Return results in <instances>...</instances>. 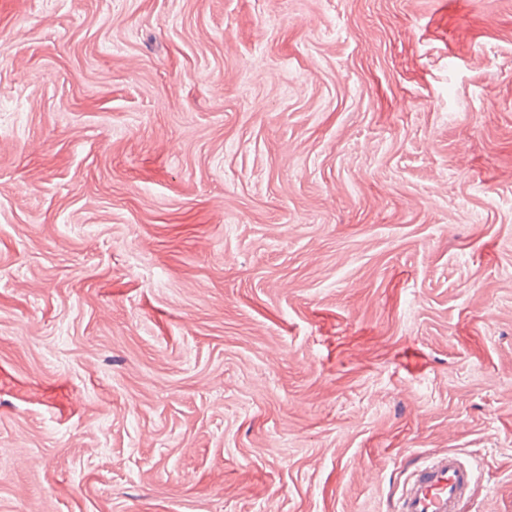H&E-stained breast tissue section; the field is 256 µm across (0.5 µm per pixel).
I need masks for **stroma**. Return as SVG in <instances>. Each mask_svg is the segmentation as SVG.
<instances>
[{
	"label": "stroma",
	"mask_w": 512,
	"mask_h": 512,
	"mask_svg": "<svg viewBox=\"0 0 512 512\" xmlns=\"http://www.w3.org/2000/svg\"><path fill=\"white\" fill-rule=\"evenodd\" d=\"M512 512V0H0V512ZM472 473L452 453L440 454L407 479L397 512H463Z\"/></svg>",
	"instance_id": "1"
}]
</instances>
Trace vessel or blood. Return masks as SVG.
<instances>
[{
  "mask_svg": "<svg viewBox=\"0 0 512 512\" xmlns=\"http://www.w3.org/2000/svg\"><path fill=\"white\" fill-rule=\"evenodd\" d=\"M472 473L451 453L440 454L407 479L397 512H463Z\"/></svg>",
  "mask_w": 512,
  "mask_h": 512,
  "instance_id": "1",
  "label": "vessel or blood"
}]
</instances>
